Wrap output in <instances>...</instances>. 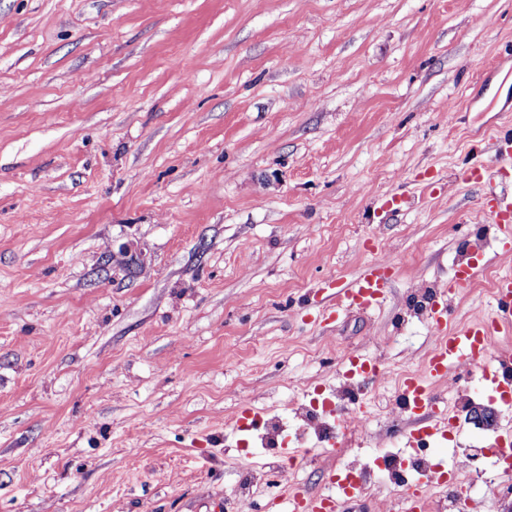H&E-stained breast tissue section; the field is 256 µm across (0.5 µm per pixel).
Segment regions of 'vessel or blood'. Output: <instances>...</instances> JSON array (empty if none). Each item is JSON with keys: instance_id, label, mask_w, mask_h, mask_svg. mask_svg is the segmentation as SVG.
Instances as JSON below:
<instances>
[{"instance_id": "vessel-or-blood-1", "label": "vessel or blood", "mask_w": 512, "mask_h": 512, "mask_svg": "<svg viewBox=\"0 0 512 512\" xmlns=\"http://www.w3.org/2000/svg\"><path fill=\"white\" fill-rule=\"evenodd\" d=\"M487 205L496 223L512 222V194L492 193ZM388 261L375 260L369 263L364 274L348 285L336 286L330 295V312L344 308L371 309L379 305L388 285ZM496 308L492 316L471 322L466 328L436 341L426 360L425 376L407 375L402 381L405 404L416 415L429 418L423 426V435L446 438L448 420L435 415L436 400L429 388L430 381L447 377L452 365L462 364L481 370L486 381L495 384L502 399L512 398V348L498 347L495 337L512 333V279L503 278L495 293ZM344 375L352 380H367L378 369L377 364L356 352L346 353L342 358ZM336 495H313L306 500V512H341L347 498L360 492L358 485L339 483Z\"/></svg>"}]
</instances>
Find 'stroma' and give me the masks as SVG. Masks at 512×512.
Returning a JSON list of instances; mask_svg holds the SVG:
<instances>
[{
    "label": "stroma",
    "mask_w": 512,
    "mask_h": 512,
    "mask_svg": "<svg viewBox=\"0 0 512 512\" xmlns=\"http://www.w3.org/2000/svg\"><path fill=\"white\" fill-rule=\"evenodd\" d=\"M507 84L512 0H0V512H289L290 488L327 492L338 456L298 412L347 387L342 354L424 374L512 274L484 208L512 167L462 173L512 130ZM376 257L380 306L319 319ZM427 294L443 329L412 311ZM477 383H432L458 425L425 454L475 447L473 505L506 512L482 448L512 405L483 393L491 425L459 421ZM398 384L358 392L349 454L412 429ZM245 406L278 437L239 445Z\"/></svg>",
    "instance_id": "1"
}]
</instances>
